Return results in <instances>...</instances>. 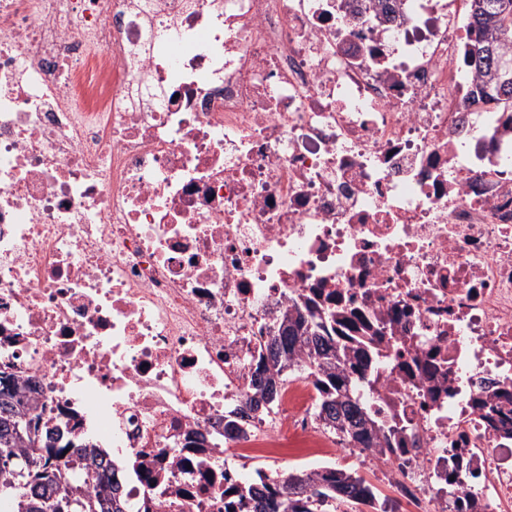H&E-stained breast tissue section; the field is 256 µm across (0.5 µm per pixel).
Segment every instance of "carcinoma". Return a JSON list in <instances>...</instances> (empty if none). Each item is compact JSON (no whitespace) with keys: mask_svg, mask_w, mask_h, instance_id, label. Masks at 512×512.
<instances>
[{"mask_svg":"<svg viewBox=\"0 0 512 512\" xmlns=\"http://www.w3.org/2000/svg\"><path fill=\"white\" fill-rule=\"evenodd\" d=\"M503 0H470L469 28L475 38L470 54L484 68L481 91L503 106L512 121V73L504 74L501 62L512 61V21L505 22L498 4ZM350 323L328 312L301 311L288 313V324L278 334L268 337L265 353L258 357L252 378L253 395L249 405L275 408L278 389L294 372L295 358L307 357L303 370L313 377L317 389L318 416L325 427L347 441L357 440L364 448H373L380 431V422L357 394L359 382L365 380L369 359L353 355L337 337L339 326ZM35 381L11 374L0 376V456L27 459L32 463V482L22 501L21 492L8 487L16 482L14 467L0 464V508L9 512H51L48 501L71 483L69 469L94 471L103 468L102 453L88 445L69 451L70 443L59 436V445L36 448L28 434H16L15 425L27 419L42 421L32 393ZM229 489L234 497L224 502V512H336V502L355 501L362 506L372 504L376 493L370 485L344 469L321 471L292 470L281 475L259 473V481L246 484L233 479ZM118 487L108 480L97 492H86L85 512H129L125 500L117 495ZM30 505L22 510V504Z\"/></svg>","mask_w":512,"mask_h":512,"instance_id":"carcinoma-1","label":"carcinoma"}]
</instances>
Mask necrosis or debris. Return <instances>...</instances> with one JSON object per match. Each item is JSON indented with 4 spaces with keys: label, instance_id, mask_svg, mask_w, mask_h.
Listing matches in <instances>:
<instances>
[{
    "label": "necrosis or debris",
    "instance_id": "4bbe7bcc",
    "mask_svg": "<svg viewBox=\"0 0 512 512\" xmlns=\"http://www.w3.org/2000/svg\"><path fill=\"white\" fill-rule=\"evenodd\" d=\"M469 44L468 0H0V371L132 512H224L292 433L392 512H512V124ZM296 302L356 322L387 446L307 375L247 406Z\"/></svg>",
    "mask_w": 512,
    "mask_h": 512
}]
</instances>
